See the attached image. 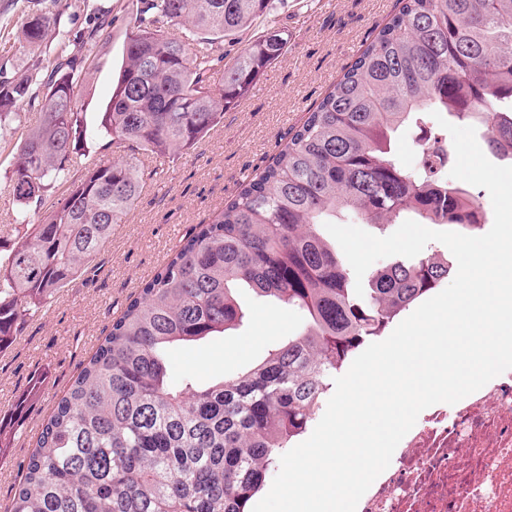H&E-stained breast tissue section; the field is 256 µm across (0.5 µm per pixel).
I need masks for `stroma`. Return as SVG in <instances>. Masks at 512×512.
<instances>
[{
    "instance_id": "1",
    "label": "stroma",
    "mask_w": 512,
    "mask_h": 512,
    "mask_svg": "<svg viewBox=\"0 0 512 512\" xmlns=\"http://www.w3.org/2000/svg\"><path fill=\"white\" fill-rule=\"evenodd\" d=\"M395 7L396 0H276L270 19L287 32L288 45L251 94L194 148L165 159L137 152L143 182L124 222L88 271L60 288L40 316L22 323L13 346L0 353V415L13 410L31 376L46 378L41 401L0 458V512L11 501L43 420L113 321L192 228L211 222L240 183L270 162ZM135 13L136 0H0V81L29 79L31 93L30 100L17 104L16 116L0 121L1 258L18 236L12 221L18 205L10 192L15 157L28 127L40 117L38 103L61 53L53 39L26 45L23 23L33 14L59 19L75 45L108 23V36L91 56L90 75L78 96L93 123L108 103ZM241 300L245 319L238 329L201 345L171 346L167 365L173 387L189 379L204 388L236 375L300 328L294 309L256 301L246 292Z\"/></svg>"
}]
</instances>
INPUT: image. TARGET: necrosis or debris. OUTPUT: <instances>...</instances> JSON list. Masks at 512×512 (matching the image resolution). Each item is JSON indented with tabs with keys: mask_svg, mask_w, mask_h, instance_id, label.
I'll return each instance as SVG.
<instances>
[{
	"mask_svg": "<svg viewBox=\"0 0 512 512\" xmlns=\"http://www.w3.org/2000/svg\"><path fill=\"white\" fill-rule=\"evenodd\" d=\"M357 512H512V370L426 408Z\"/></svg>",
	"mask_w": 512,
	"mask_h": 512,
	"instance_id": "obj_1",
	"label": "necrosis or debris"
}]
</instances>
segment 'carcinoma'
Here are the masks:
<instances>
[{
    "mask_svg": "<svg viewBox=\"0 0 512 512\" xmlns=\"http://www.w3.org/2000/svg\"><path fill=\"white\" fill-rule=\"evenodd\" d=\"M273 2L140 0L93 127L77 98L106 26L76 58L57 19L25 22L28 44L56 38L62 56L17 154L11 192L24 207L58 184L66 190L40 224L27 225L23 209L13 216L23 234L0 259V352L87 269L140 193L132 157L70 177L87 138L158 158L199 143L283 54L288 32L274 25L233 58L224 53ZM397 5L272 161L177 246L112 324L44 421L9 512H248L336 375L448 278L442 253L396 260L360 298L342 251L318 231L347 211L381 230L406 220L461 234L484 226L470 191L441 177L450 155L443 133L429 130L413 167L394 156L398 130L424 124L429 110L474 125L493 155L512 161V0ZM28 90L24 80L1 81L0 116ZM242 286L302 311L301 330L234 377L171 387L166 349L239 326ZM43 385L33 376L17 411L36 404Z\"/></svg>",
    "mask_w": 512,
    "mask_h": 512,
    "instance_id": "cac0c4a2",
    "label": "carcinoma"
}]
</instances>
